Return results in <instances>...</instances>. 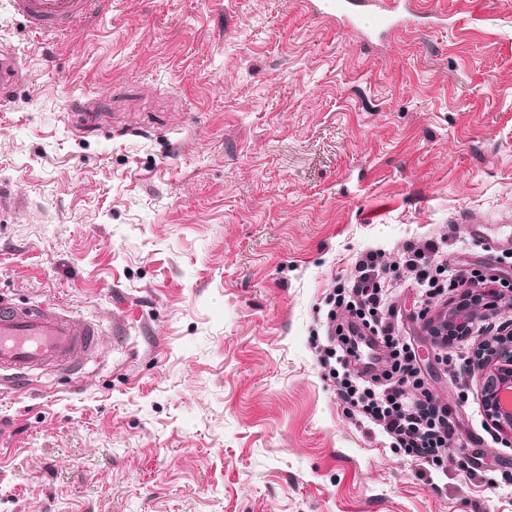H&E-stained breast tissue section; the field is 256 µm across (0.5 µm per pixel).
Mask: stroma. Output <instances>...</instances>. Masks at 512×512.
Listing matches in <instances>:
<instances>
[{
  "mask_svg": "<svg viewBox=\"0 0 512 512\" xmlns=\"http://www.w3.org/2000/svg\"><path fill=\"white\" fill-rule=\"evenodd\" d=\"M383 45L307 0H112L80 36L0 6V299L101 331L78 368L0 385V512H512V446L397 281L431 390L469 421L425 476L350 420L313 336L357 256L447 237L454 277L512 268V0H415ZM17 57L8 49H0V98H8L17 76Z\"/></svg>",
  "mask_w": 512,
  "mask_h": 512,
  "instance_id": "35a3bbf8",
  "label": "stroma"
}]
</instances>
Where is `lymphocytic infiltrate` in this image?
I'll return each instance as SVG.
<instances>
[{
    "instance_id": "lymphocytic-infiltrate-1",
    "label": "lymphocytic infiltrate",
    "mask_w": 512,
    "mask_h": 512,
    "mask_svg": "<svg viewBox=\"0 0 512 512\" xmlns=\"http://www.w3.org/2000/svg\"><path fill=\"white\" fill-rule=\"evenodd\" d=\"M446 261L438 242L419 248L406 245L398 265L384 264L379 251L362 252L349 279L336 284L331 300L345 308L387 351L383 369L371 377L351 372L347 356L329 347L318 348V360L335 377L337 397L344 412L388 437L415 461L443 466V452L459 436L460 418L434 395L410 344L398 331L390 298L391 284L408 277L427 298L443 295L440 277Z\"/></svg>"
}]
</instances>
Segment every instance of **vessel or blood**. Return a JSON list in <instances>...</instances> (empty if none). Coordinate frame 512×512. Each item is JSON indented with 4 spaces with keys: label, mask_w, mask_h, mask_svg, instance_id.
Returning a JSON list of instances; mask_svg holds the SVG:
<instances>
[{
    "label": "vessel or blood",
    "mask_w": 512,
    "mask_h": 512,
    "mask_svg": "<svg viewBox=\"0 0 512 512\" xmlns=\"http://www.w3.org/2000/svg\"><path fill=\"white\" fill-rule=\"evenodd\" d=\"M106 0H5L8 11L34 33L66 36L80 33L83 23L103 10ZM370 0H337L335 19L354 29L357 17ZM415 14L411 0H388L380 25L372 36L380 39L396 27H411ZM17 58L0 49V98H8L17 76ZM100 336L97 324L78 321L45 307H23L0 300V375L11 384L28 380L31 372L53 363L72 366L80 355L95 352Z\"/></svg>",
    "instance_id": "b4317fda"
}]
</instances>
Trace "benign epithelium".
I'll use <instances>...</instances> for the list:
<instances>
[{
	"instance_id": "benign-epithelium-1",
	"label": "benign epithelium",
	"mask_w": 512,
	"mask_h": 512,
	"mask_svg": "<svg viewBox=\"0 0 512 512\" xmlns=\"http://www.w3.org/2000/svg\"><path fill=\"white\" fill-rule=\"evenodd\" d=\"M512 310V289L487 284L478 290V298L468 304H455L448 312L425 319L432 336L456 332L464 337L473 333L481 318ZM479 391L487 419L498 436L512 444V408L501 402V393L512 391V319L501 332L484 342L478 350Z\"/></svg>"
}]
</instances>
